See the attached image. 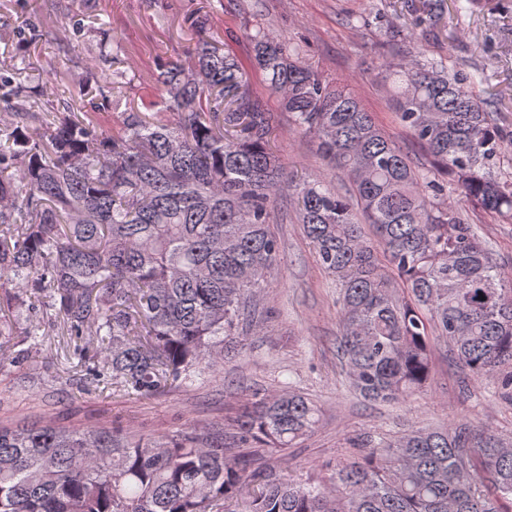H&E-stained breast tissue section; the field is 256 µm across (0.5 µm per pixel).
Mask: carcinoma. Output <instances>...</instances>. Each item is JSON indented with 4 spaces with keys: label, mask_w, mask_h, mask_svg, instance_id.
Masks as SVG:
<instances>
[{
    "label": "carcinoma",
    "mask_w": 512,
    "mask_h": 512,
    "mask_svg": "<svg viewBox=\"0 0 512 512\" xmlns=\"http://www.w3.org/2000/svg\"><path fill=\"white\" fill-rule=\"evenodd\" d=\"M194 71L159 64L158 91L105 125L86 91L63 110L35 108L0 68V290L49 295L42 319L68 336L86 375L150 399L224 361V344L263 330L258 290L279 266L271 230L288 198L341 299L338 352L363 397L402 403L428 381L429 333L459 366L496 378L512 400V281L461 209L512 223V146L476 78L426 56L381 64L396 116L431 166L385 137L344 88L326 83L285 37L245 33L251 65L294 131L319 141L341 186L300 180L272 147L281 113L253 92L247 66L187 18ZM449 174L448 207L433 167ZM373 227L376 240L361 225ZM307 397L259 398L238 421L239 447L278 452L318 423ZM327 482L297 485L231 458L224 434L185 428L135 439L99 427L0 425V512H512V439L458 421L364 444Z\"/></svg>",
    "instance_id": "carcinoma-1"
}]
</instances>
